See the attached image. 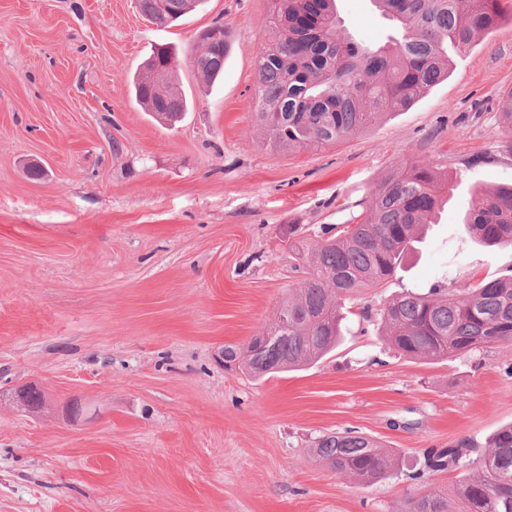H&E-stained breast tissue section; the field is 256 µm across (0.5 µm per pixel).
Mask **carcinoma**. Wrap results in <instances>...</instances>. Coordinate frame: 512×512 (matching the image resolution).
<instances>
[{"mask_svg": "<svg viewBox=\"0 0 512 512\" xmlns=\"http://www.w3.org/2000/svg\"><path fill=\"white\" fill-rule=\"evenodd\" d=\"M397 37L371 48L340 27L336 0H270L269 37L256 55L258 94L252 112L270 148L297 152L334 145L409 108L448 76V51L470 49L501 17V0H371ZM196 0H137L141 14L168 25ZM229 33L215 24L193 58L203 80L224 74ZM176 52L158 46L133 82L137 102L158 122L173 126L187 101L171 92ZM502 124L512 134V91L500 100ZM445 174L424 162L393 167L358 215L322 233L288 225V248L303 277L277 308L272 323L240 347L224 346V366L261 379L308 366L334 349L341 336L344 300L358 288H379L440 207ZM485 247L512 246V187L474 192L464 216ZM386 344L406 358L437 359L512 342V276L478 280L456 290H406L377 313ZM313 453L337 475L370 484L391 465L383 446L356 430L326 434ZM468 473L453 498L431 490L412 497L402 512H512V424L479 447L461 440L430 448L425 469L407 475Z\"/></svg>", "mask_w": 512, "mask_h": 512, "instance_id": "cac0c4a2", "label": "carcinoma"}]
</instances>
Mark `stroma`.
I'll use <instances>...</instances> for the list:
<instances>
[{
    "label": "stroma",
    "mask_w": 512,
    "mask_h": 512,
    "mask_svg": "<svg viewBox=\"0 0 512 512\" xmlns=\"http://www.w3.org/2000/svg\"><path fill=\"white\" fill-rule=\"evenodd\" d=\"M337 11L365 45L393 33L371 0ZM267 15L268 0H203L158 26L136 0H0V512H403L427 449L512 423L511 343L404 358L362 317L406 289L512 274V249L462 222L477 188L512 185V4L411 108L293 154L253 125ZM216 21L233 49L209 85L190 58ZM163 44L191 104L172 127L130 93ZM404 159L446 171L448 201L393 278L346 299L336 350L261 380L224 368L219 349L268 326L301 277L288 225L347 223ZM27 383L40 414L9 403ZM347 429L390 451L385 478L312 455Z\"/></svg>",
    "instance_id": "obj_1"
}]
</instances>
